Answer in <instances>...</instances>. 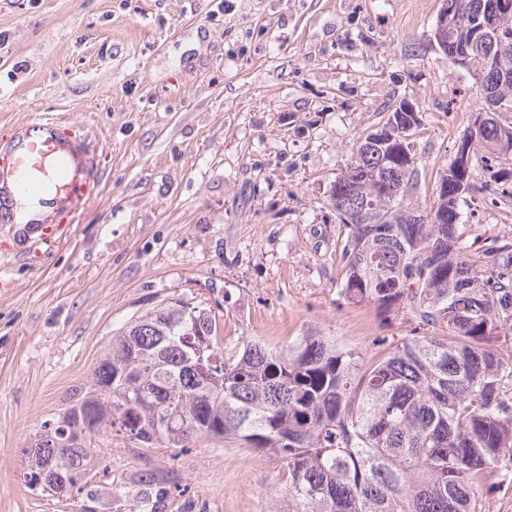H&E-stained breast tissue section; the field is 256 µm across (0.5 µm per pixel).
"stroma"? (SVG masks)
Wrapping results in <instances>:
<instances>
[{
    "instance_id": "1",
    "label": "stroma",
    "mask_w": 512,
    "mask_h": 512,
    "mask_svg": "<svg viewBox=\"0 0 512 512\" xmlns=\"http://www.w3.org/2000/svg\"><path fill=\"white\" fill-rule=\"evenodd\" d=\"M440 0H0V140L55 118L91 135L99 193L53 248L0 236V512H85L31 490L24 450L84 386L112 335L181 300L221 316L224 347L316 333L367 354L438 336L405 310L345 304L333 182L396 107L421 120L426 207L482 106L436 50ZM461 242L480 269L512 244V196L474 165ZM114 512L139 470L173 473L164 512H268L278 460L199 441L95 442Z\"/></svg>"
}]
</instances>
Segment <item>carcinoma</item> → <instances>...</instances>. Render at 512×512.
Wrapping results in <instances>:
<instances>
[{
  "instance_id": "carcinoma-1",
  "label": "carcinoma",
  "mask_w": 512,
  "mask_h": 512,
  "mask_svg": "<svg viewBox=\"0 0 512 512\" xmlns=\"http://www.w3.org/2000/svg\"><path fill=\"white\" fill-rule=\"evenodd\" d=\"M454 4L448 32L461 38L492 0ZM499 54L493 33L473 51L480 89L512 109V48ZM461 147L467 164L441 176L432 221L409 202L413 143L391 128L356 141L330 198L348 228V303L402 308L447 335L407 339L370 365L312 334L226 355L212 309L171 301L113 333L87 385L25 449L30 474L53 465L96 502V479L112 469L93 441L115 433L187 448L205 438L282 462L287 505L273 512H490L479 491L512 469V246L496 248L498 269H479L463 254L458 200L477 151L512 153V126L492 117ZM133 483L132 512H159L175 478L141 470Z\"/></svg>"
}]
</instances>
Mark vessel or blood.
<instances>
[{
    "label": "vessel or blood",
    "mask_w": 512,
    "mask_h": 512,
    "mask_svg": "<svg viewBox=\"0 0 512 512\" xmlns=\"http://www.w3.org/2000/svg\"><path fill=\"white\" fill-rule=\"evenodd\" d=\"M98 181L90 168L84 139L55 120H41L16 128L0 143V232L13 234L14 197L46 195L47 213L38 214L44 245L56 243L62 225L50 223L77 201L96 194Z\"/></svg>",
    "instance_id": "vessel-or-blood-1"
}]
</instances>
